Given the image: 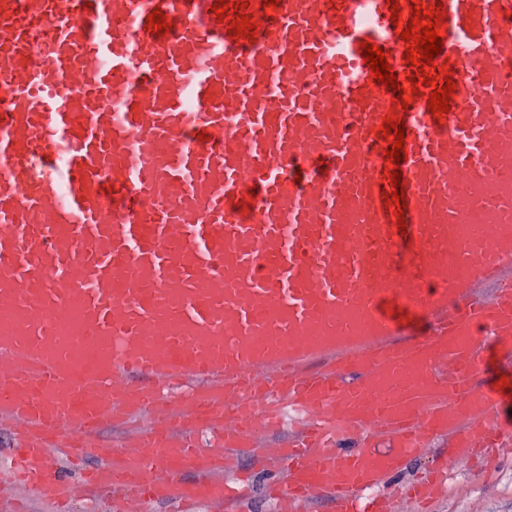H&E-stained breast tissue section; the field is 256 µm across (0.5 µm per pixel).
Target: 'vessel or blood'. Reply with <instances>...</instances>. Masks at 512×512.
Here are the masks:
<instances>
[{
  "mask_svg": "<svg viewBox=\"0 0 512 512\" xmlns=\"http://www.w3.org/2000/svg\"><path fill=\"white\" fill-rule=\"evenodd\" d=\"M215 2L0 0V480L14 512H246L247 448L277 512H431L512 450L478 382L479 335L512 354V0H247L243 37ZM417 6L444 40L423 73ZM61 447L94 466L63 476Z\"/></svg>",
  "mask_w": 512,
  "mask_h": 512,
  "instance_id": "1",
  "label": "vessel or blood"
}]
</instances>
